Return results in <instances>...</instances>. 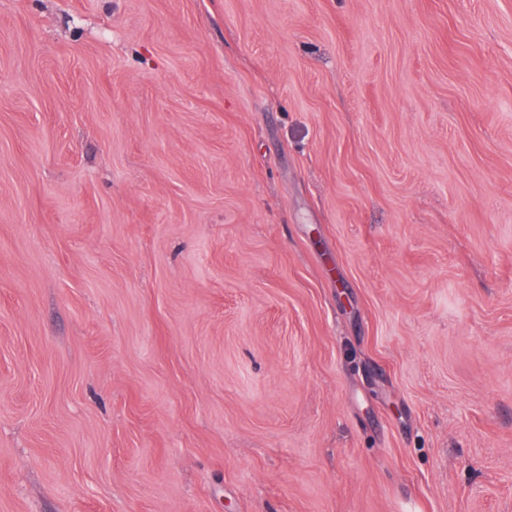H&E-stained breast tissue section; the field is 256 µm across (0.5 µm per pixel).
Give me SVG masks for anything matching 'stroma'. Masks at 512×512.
Instances as JSON below:
<instances>
[{
	"instance_id": "obj_1",
	"label": "stroma",
	"mask_w": 512,
	"mask_h": 512,
	"mask_svg": "<svg viewBox=\"0 0 512 512\" xmlns=\"http://www.w3.org/2000/svg\"><path fill=\"white\" fill-rule=\"evenodd\" d=\"M0 512H512V0H0Z\"/></svg>"
}]
</instances>
